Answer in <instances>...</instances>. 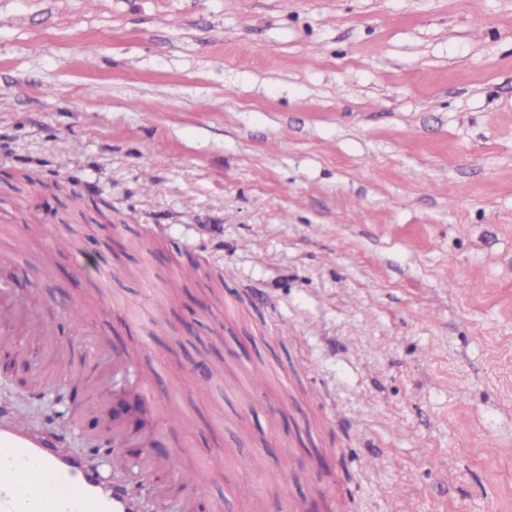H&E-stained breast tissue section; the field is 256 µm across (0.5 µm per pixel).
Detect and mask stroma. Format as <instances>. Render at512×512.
Here are the masks:
<instances>
[{
    "instance_id": "obj_1",
    "label": "stroma",
    "mask_w": 512,
    "mask_h": 512,
    "mask_svg": "<svg viewBox=\"0 0 512 512\" xmlns=\"http://www.w3.org/2000/svg\"><path fill=\"white\" fill-rule=\"evenodd\" d=\"M0 256V422L83 454L128 359L222 512H512V0H0Z\"/></svg>"
}]
</instances>
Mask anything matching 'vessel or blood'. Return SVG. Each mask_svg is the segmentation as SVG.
<instances>
[{"label":"vessel or blood","instance_id":"1","mask_svg":"<svg viewBox=\"0 0 512 512\" xmlns=\"http://www.w3.org/2000/svg\"><path fill=\"white\" fill-rule=\"evenodd\" d=\"M126 477L103 487L74 457L29 435L23 423L0 426V512H133Z\"/></svg>","mask_w":512,"mask_h":512}]
</instances>
